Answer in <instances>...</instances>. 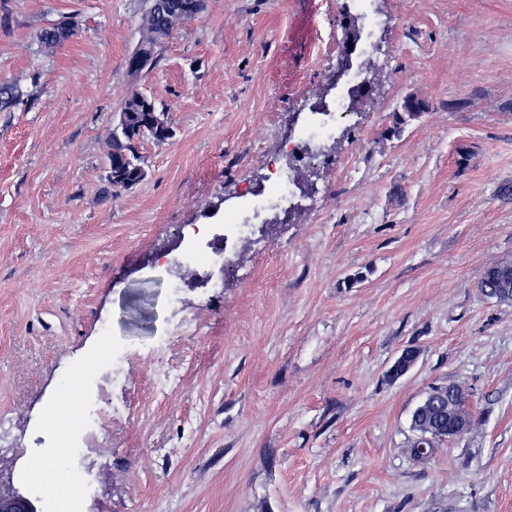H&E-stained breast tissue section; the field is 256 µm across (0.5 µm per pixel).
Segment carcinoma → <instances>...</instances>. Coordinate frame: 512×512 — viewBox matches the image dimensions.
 <instances>
[{
  "label": "carcinoma",
  "instance_id": "carcinoma-1",
  "mask_svg": "<svg viewBox=\"0 0 512 512\" xmlns=\"http://www.w3.org/2000/svg\"><path fill=\"white\" fill-rule=\"evenodd\" d=\"M172 0H144L140 16L142 37L136 53L148 59L151 63L157 62L158 49L161 44L171 37L182 24L196 18L188 11H175L171 9ZM78 23L76 20H62L43 29L38 35L39 43L52 49L76 34ZM24 103V99L17 87L8 82H0V112L10 111ZM424 102L408 97L404 100L403 111L406 117L398 119V126L394 127L392 134L401 132V124L405 118L413 119L424 111ZM163 114L155 100L137 90L132 91L124 101L120 114V122L112 129L111 150L107 155V180L112 192L117 194L128 190L140 183L146 170L143 158L137 152L138 142L151 137L157 141H164L173 135L172 127H159L156 117ZM480 292L499 298L501 303L512 302V260H499L488 264L477 283ZM444 389L453 391L460 402L453 406L442 405L434 411L418 405L410 417V428L416 436L431 435L430 448H435L440 442L448 440V414L452 413L468 421L473 426L474 416L470 403L466 400V390L457 384L446 385L442 388L436 386L432 391L439 392Z\"/></svg>",
  "mask_w": 512,
  "mask_h": 512
}]
</instances>
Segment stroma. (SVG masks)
I'll return each mask as SVG.
<instances>
[{"label": "stroma", "mask_w": 512, "mask_h": 512, "mask_svg": "<svg viewBox=\"0 0 512 512\" xmlns=\"http://www.w3.org/2000/svg\"><path fill=\"white\" fill-rule=\"evenodd\" d=\"M143 0H0V475L57 460L84 512H512V303L477 288L512 259V0H375L357 102L298 223L254 228L223 287L162 301L184 224H217L265 175L303 110L329 97L351 0H208L126 71ZM79 30L45 49L40 30ZM172 138L111 194L110 136L132 90ZM427 108L391 135L406 97ZM111 322L124 374L98 367L105 436L71 460L38 429L47 396ZM177 385L157 394L154 339ZM416 347V367L388 370ZM469 392L475 423L424 460L409 419L431 387Z\"/></svg>", "instance_id": "obj_1"}]
</instances>
